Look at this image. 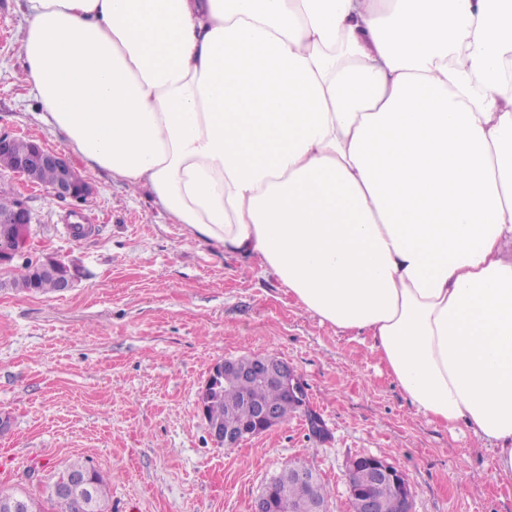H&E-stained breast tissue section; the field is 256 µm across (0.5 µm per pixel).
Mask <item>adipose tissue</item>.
<instances>
[{
  "mask_svg": "<svg viewBox=\"0 0 512 512\" xmlns=\"http://www.w3.org/2000/svg\"><path fill=\"white\" fill-rule=\"evenodd\" d=\"M88 168L254 257L512 477V0H25Z\"/></svg>",
  "mask_w": 512,
  "mask_h": 512,
  "instance_id": "obj_1",
  "label": "adipose tissue"
}]
</instances>
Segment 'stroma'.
Listing matches in <instances>:
<instances>
[{"label":"stroma","instance_id":"obj_1","mask_svg":"<svg viewBox=\"0 0 512 512\" xmlns=\"http://www.w3.org/2000/svg\"><path fill=\"white\" fill-rule=\"evenodd\" d=\"M23 11L0 0V133L62 154L20 80ZM69 162L93 189L86 199L11 182L33 216L29 255L62 260L75 279L65 292L0 288V492L42 494L78 459L107 479V512H250L265 482L301 461L330 487V512H350L347 464L377 455L407 476L412 512H512L491 451L418 413L367 345L301 309L255 260L169 223L151 194ZM253 354L287 360L307 407L225 449L198 392L216 362Z\"/></svg>","mask_w":512,"mask_h":512}]
</instances>
